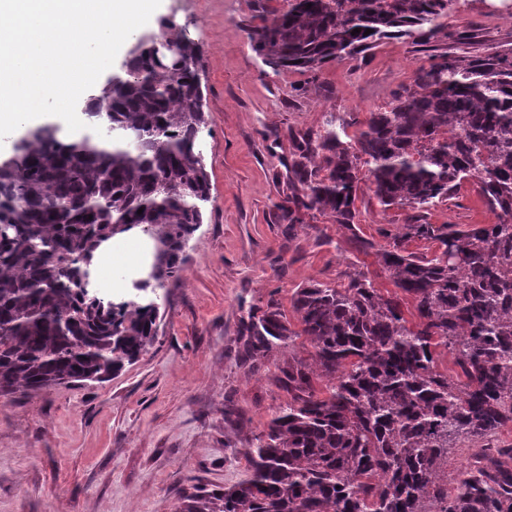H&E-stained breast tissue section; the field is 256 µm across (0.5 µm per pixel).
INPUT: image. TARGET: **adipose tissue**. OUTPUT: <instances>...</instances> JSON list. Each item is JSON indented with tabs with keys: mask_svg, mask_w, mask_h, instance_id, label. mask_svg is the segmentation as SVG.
<instances>
[{
	"mask_svg": "<svg viewBox=\"0 0 512 512\" xmlns=\"http://www.w3.org/2000/svg\"><path fill=\"white\" fill-rule=\"evenodd\" d=\"M151 262L150 239L140 230L125 234L123 240H108L97 249L90 266V290L104 288L112 271L131 270L132 277L124 281V288H131L134 279L145 275Z\"/></svg>",
	"mask_w": 512,
	"mask_h": 512,
	"instance_id": "obj_1",
	"label": "adipose tissue"
}]
</instances>
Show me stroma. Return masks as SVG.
<instances>
[{"mask_svg": "<svg viewBox=\"0 0 512 512\" xmlns=\"http://www.w3.org/2000/svg\"><path fill=\"white\" fill-rule=\"evenodd\" d=\"M287 8L288 0H162L158 18L143 26L148 34L173 20L200 52L209 123L199 147L212 201L181 280L163 290L158 335L137 361L101 385L0 397V512H180L197 491L222 493L247 466L242 444L288 401L272 380L277 366L312 351L300 337L293 351L241 362L249 312L272 299L289 309L297 288L335 285L356 270L394 292L378 257L357 253L330 213L311 211L289 239L277 206L288 195L290 137L332 116L355 134L431 56L512 48V8L454 0L430 43L386 38L316 71H276L248 32ZM356 206L357 224L373 238L382 227L398 232L408 215L381 205L365 181ZM427 220L493 224L497 215L468 181ZM228 408L239 417L225 421Z\"/></svg>", "mask_w": 512, "mask_h": 512, "instance_id": "35a3bbf8", "label": "stroma"}]
</instances>
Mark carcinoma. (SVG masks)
<instances>
[{"instance_id":"cac0c4a2","label":"carcinoma","mask_w":512,"mask_h":512,"mask_svg":"<svg viewBox=\"0 0 512 512\" xmlns=\"http://www.w3.org/2000/svg\"><path fill=\"white\" fill-rule=\"evenodd\" d=\"M452 3L290 0L249 38L270 68L314 71L384 38L427 42ZM160 42L182 45L180 67L154 61ZM199 68L196 46L167 19L136 40L85 108L105 137L37 126L0 162V396L105 383L155 340L156 295L180 279L211 199L197 150L208 123ZM291 141V191L278 206L288 230L330 211L413 299L417 322L361 271L296 289L298 330L277 301L250 313L244 359L300 336L311 358L279 368L290 399L241 449V478L181 512H512V447L483 449L453 494L445 476L448 449L512 422V50L433 60L358 133L330 119ZM364 179L382 205L420 211L385 246L355 224ZM468 180L498 223L423 219ZM139 225L153 241L142 296L114 303L90 293L97 245ZM412 240L436 249L410 251ZM440 346L454 352L456 375L437 369Z\"/></svg>"}]
</instances>
